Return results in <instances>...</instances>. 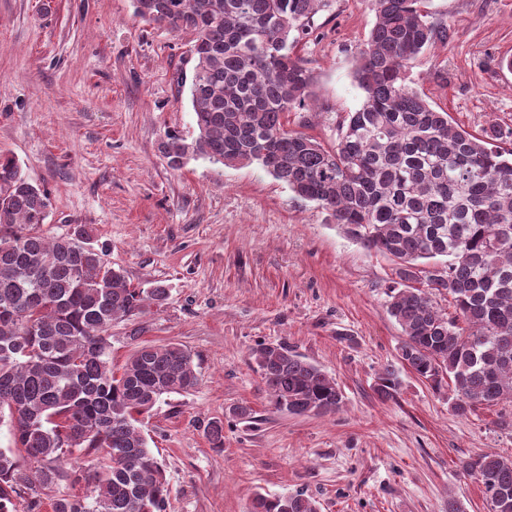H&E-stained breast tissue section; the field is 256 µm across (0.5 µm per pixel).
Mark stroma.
Returning a JSON list of instances; mask_svg holds the SVG:
<instances>
[{"mask_svg": "<svg viewBox=\"0 0 512 512\" xmlns=\"http://www.w3.org/2000/svg\"><path fill=\"white\" fill-rule=\"evenodd\" d=\"M448 40L409 78L435 109L477 134L512 128V0H427ZM375 23L370 0H335L301 54L311 106L289 128L336 143V118L358 109L355 54ZM190 37L134 14L132 0H0V152L51 194L49 236L93 229L92 244L162 306L113 325L112 365L142 344H182L195 390L165 397L143 431L169 482L166 512H251L256 494L303 492L319 512H488L460 462L512 458L501 406L453 412L452 385L433 388L398 363L389 315L394 264L345 235L315 203L256 165L198 158L171 167L167 134L196 136L187 91ZM282 342L335 377L343 406L327 416L276 411L249 359ZM395 366L400 389L374 386ZM252 407L254 422L229 409ZM224 423V445L210 422Z\"/></svg>", "mask_w": 512, "mask_h": 512, "instance_id": "35a3bbf8", "label": "stroma"}]
</instances>
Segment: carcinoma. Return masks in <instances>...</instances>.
Instances as JSON below:
<instances>
[{
  "label": "carcinoma",
  "instance_id": "obj_1",
  "mask_svg": "<svg viewBox=\"0 0 512 512\" xmlns=\"http://www.w3.org/2000/svg\"><path fill=\"white\" fill-rule=\"evenodd\" d=\"M334 0H133L137 16L193 36L189 98L197 135L170 134L172 167L190 158L222 166L259 164L331 224L389 257L398 278L388 312L404 336L400 363L420 379L454 385L452 410L512 404V130L480 135L455 127L410 85L428 48L448 40L423 0H372L375 23L357 48L353 77L364 97L342 116L336 144L288 129L307 106L312 72L294 52L314 17ZM50 196L0 154V414L13 447L0 448V512L39 485L85 484L52 512H165L161 462L138 427L164 397L199 383L183 345H141L112 369V324L162 306V284L142 288L91 244L78 224L40 232ZM451 296L455 315L436 295ZM274 409L295 416L336 413V380L283 343L250 350ZM391 367L377 377L383 399L397 394ZM75 452L106 460L92 475L65 471ZM478 477L490 512H512V458L461 461ZM252 512H317L302 492L253 499Z\"/></svg>",
  "mask_w": 512,
  "mask_h": 512
}]
</instances>
